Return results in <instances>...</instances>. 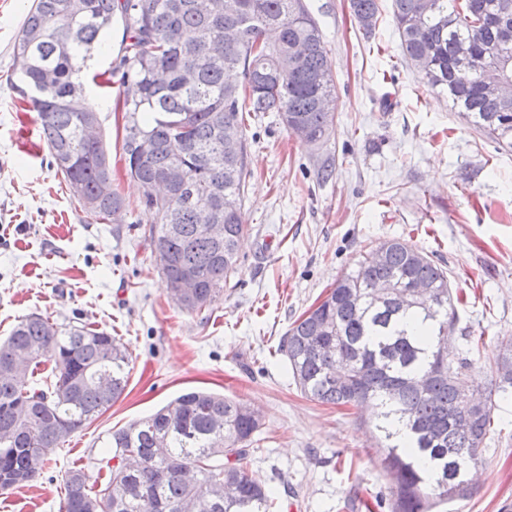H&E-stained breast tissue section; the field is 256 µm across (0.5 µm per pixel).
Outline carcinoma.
I'll use <instances>...</instances> for the list:
<instances>
[{
  "mask_svg": "<svg viewBox=\"0 0 512 512\" xmlns=\"http://www.w3.org/2000/svg\"><path fill=\"white\" fill-rule=\"evenodd\" d=\"M209 21L197 0H32L13 51L23 61L17 86L73 195L105 220L124 208L112 185L102 137L84 139L94 120L73 89L92 51L124 24L115 70L137 87L118 96L128 175L143 188L150 246L172 264L171 281L188 271L198 288L190 311L208 308L234 273L243 235L240 209L248 175L245 112H276L285 130L298 121L307 143L332 128L335 83L329 49L304 0H217ZM365 32L376 29L378 0H350ZM404 59L502 150H512V100L490 92L491 79L512 80V0H392ZM193 37L186 39L184 32ZM303 40L308 53L291 73L268 51ZM468 67L456 66L459 51ZM241 72L244 84L225 79ZM156 141L148 163L136 158L140 136ZM224 224L216 241L210 217ZM429 293L417 294L420 284ZM456 324L447 271L404 240L379 243L342 274L324 300L282 341L294 379L308 399L376 408L374 428L390 475L392 512H432L473 493L466 479L482 452L496 392H474L483 409L463 416L458 386L473 362L445 346ZM51 364V378L22 386L15 374ZM130 354L121 340L84 325L21 319L0 341V490L34 481L59 445L124 393ZM260 425L246 403L189 391L150 416L109 434L117 464L98 491L82 470L65 477L63 512H270L273 500L248 475L249 445Z\"/></svg>",
  "mask_w": 512,
  "mask_h": 512,
  "instance_id": "carcinoma-1",
  "label": "carcinoma"
}]
</instances>
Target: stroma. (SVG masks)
Returning a JSON list of instances; mask_svg holds the SVG:
<instances>
[{
  "label": "stroma",
  "mask_w": 512,
  "mask_h": 512,
  "mask_svg": "<svg viewBox=\"0 0 512 512\" xmlns=\"http://www.w3.org/2000/svg\"><path fill=\"white\" fill-rule=\"evenodd\" d=\"M330 51L336 86L325 140L289 135L275 113L246 114L248 170L238 267L209 308L169 296L148 241L142 189L120 159L121 113L111 80L122 22L87 70L115 185L116 217L83 211L42 137H22L27 113L11 85L13 44L31 0H0V340L23 317L87 325L121 338L132 356L123 395L56 448L35 482L0 494V512H61L67 472L99 488L112 430L184 391L255 408L249 473L275 512H389L383 455L369 413L320 404L297 387L280 343L293 322L378 243L401 239L443 266L461 302L453 349L478 345L470 377L493 388L512 341V152L498 149L404 61L391 0L365 36L349 0H305ZM329 179H322L324 168ZM469 497L434 512H512V395L499 399Z\"/></svg>",
  "instance_id": "obj_1"
}]
</instances>
